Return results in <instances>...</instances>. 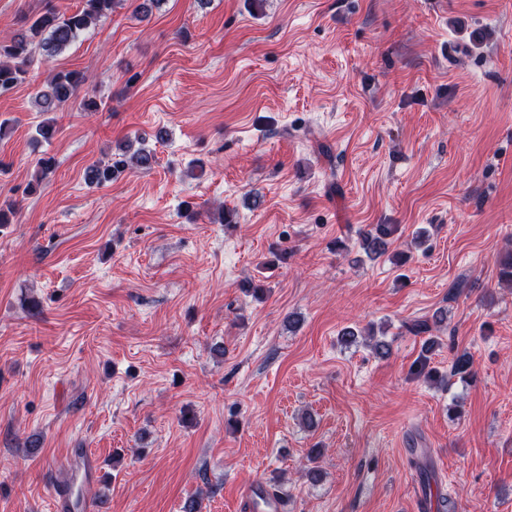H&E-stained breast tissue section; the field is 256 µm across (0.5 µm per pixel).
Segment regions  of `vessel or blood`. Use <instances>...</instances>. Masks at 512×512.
Masks as SVG:
<instances>
[{
    "label": "vessel or blood",
    "mask_w": 512,
    "mask_h": 512,
    "mask_svg": "<svg viewBox=\"0 0 512 512\" xmlns=\"http://www.w3.org/2000/svg\"><path fill=\"white\" fill-rule=\"evenodd\" d=\"M101 462L88 448L72 449L60 485L52 486L54 512H90L92 505L85 494L100 474ZM241 512H280L281 502L261 484L247 485L239 498Z\"/></svg>",
    "instance_id": "1"
}]
</instances>
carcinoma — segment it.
<instances>
[{
    "mask_svg": "<svg viewBox=\"0 0 512 512\" xmlns=\"http://www.w3.org/2000/svg\"><path fill=\"white\" fill-rule=\"evenodd\" d=\"M118 3L120 0H81L80 7L69 15H61L50 7L27 18L26 28L9 39L0 40V93L23 83L29 65L36 58L49 61L58 56L81 32L111 14ZM87 82L88 76L82 71L58 70L45 89L35 95L33 105L40 112H56L75 99L77 91ZM130 148L128 144L121 152L88 166L84 173L86 183L103 185L128 168L147 171L153 167L155 155L152 151L140 148L132 152ZM394 232V225L378 224L362 235V248L369 255H381ZM444 321V313L438 311L433 315V321H418L408 327L413 335L425 336L421 353L412 365V374L418 378L435 383L444 381L430 366V354L441 345V338L433 331ZM451 373L463 380L473 378V358L468 351L456 353Z\"/></svg>",
    "mask_w": 512,
    "mask_h": 512,
    "instance_id": "1",
    "label": "carcinoma"
}]
</instances>
